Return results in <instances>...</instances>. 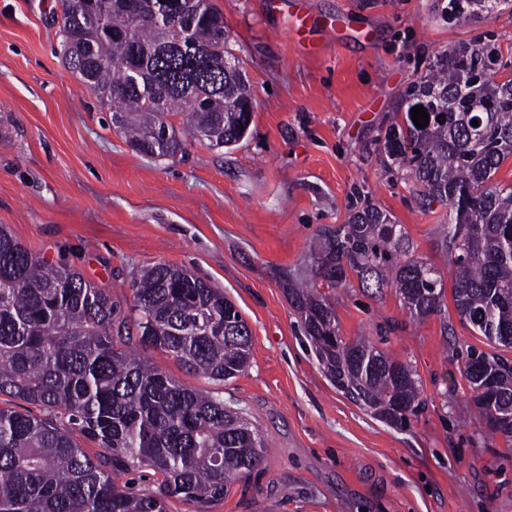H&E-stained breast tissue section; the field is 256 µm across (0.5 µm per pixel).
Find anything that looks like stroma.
Returning a JSON list of instances; mask_svg holds the SVG:
<instances>
[{"label":"stroma","mask_w":512,"mask_h":512,"mask_svg":"<svg viewBox=\"0 0 512 512\" xmlns=\"http://www.w3.org/2000/svg\"><path fill=\"white\" fill-rule=\"evenodd\" d=\"M213 2L255 99L248 135L164 159L133 149L65 66L53 22L61 0H0V224L124 305L140 270L164 261L239 309L251 359L224 385L145 352L182 384L218 390L264 441V464L211 512H512V443L488 436L460 373L468 347L510 362L512 348L462 323L452 297L419 324L393 289L374 296L349 278L331 293L340 335L369 337L419 375L424 403L399 430L336 390L286 293L287 282H313L319 230L367 202L447 269V205L421 204L387 173L381 139L438 52L492 40L512 63V6L450 24L439 0H305L341 31L318 33L303 52L266 0Z\"/></svg>","instance_id":"1"}]
</instances>
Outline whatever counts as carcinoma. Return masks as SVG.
Returning <instances> with one entry per match:
<instances>
[{
    "mask_svg": "<svg viewBox=\"0 0 512 512\" xmlns=\"http://www.w3.org/2000/svg\"><path fill=\"white\" fill-rule=\"evenodd\" d=\"M112 2L64 4L63 25H78L59 45L129 143L173 157L205 132L226 148L242 142L253 113L250 86L219 38L224 14L212 0H183L185 39L148 18L128 37L112 31ZM504 3L448 0L444 18L467 21ZM501 56L494 42L437 53L402 98L405 122L386 130L381 162L406 173L422 202L448 204L441 247L455 310L490 343L512 348V191L493 182L512 157L500 147L512 142V72L501 80L497 67L471 76L476 61ZM417 105L430 110L423 129L412 121ZM176 114L186 115L182 126L164 121ZM322 238L315 282L289 289L291 303L336 389L403 429L422 403L416 370L364 337L341 339L319 283L338 288L353 274L375 296L393 288L424 320L441 311L443 275L375 205L323 229ZM132 290L125 307L77 269L35 257L0 225V395L41 412L0 407V512H167L171 498L209 512L264 462L258 430L224 398L183 385L137 353L161 349L216 384L236 377L250 361L251 329L224 290L162 261L144 268ZM461 372L491 435L512 438V365L471 346ZM76 432L102 452L90 455ZM138 468L153 471L154 489L115 483Z\"/></svg>",
    "mask_w": 512,
    "mask_h": 512,
    "instance_id": "cac0c4a2",
    "label": "carcinoma"
}]
</instances>
